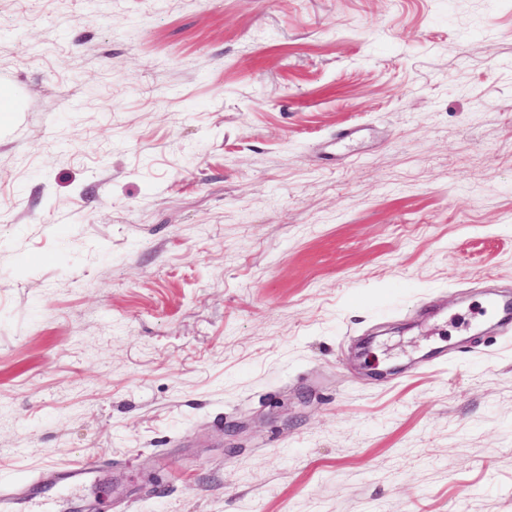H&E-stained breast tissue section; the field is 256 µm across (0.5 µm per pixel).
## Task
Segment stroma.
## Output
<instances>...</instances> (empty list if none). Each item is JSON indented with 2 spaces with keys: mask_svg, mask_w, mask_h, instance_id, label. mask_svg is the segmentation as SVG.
<instances>
[{
  "mask_svg": "<svg viewBox=\"0 0 512 512\" xmlns=\"http://www.w3.org/2000/svg\"><path fill=\"white\" fill-rule=\"evenodd\" d=\"M0 92L5 481L512 512V0H0ZM86 467L79 466L71 469L63 474H57L54 471H45L37 479L36 484L51 483L55 485L64 484L68 487L74 488L83 483L86 476Z\"/></svg>",
  "mask_w": 512,
  "mask_h": 512,
  "instance_id": "1",
  "label": "stroma"
}]
</instances>
